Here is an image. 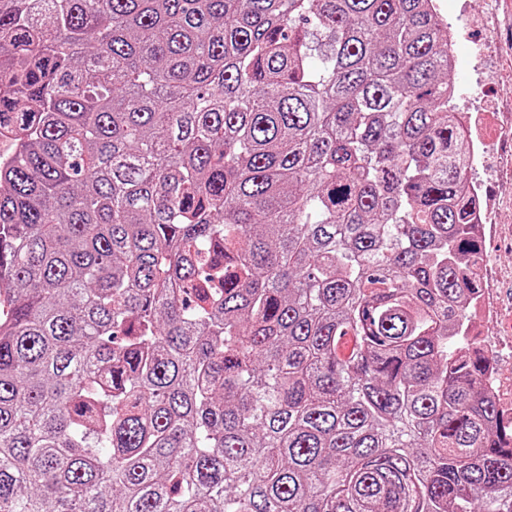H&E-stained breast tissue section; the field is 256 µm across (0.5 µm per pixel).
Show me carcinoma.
<instances>
[{
    "label": "carcinoma",
    "mask_w": 512,
    "mask_h": 512,
    "mask_svg": "<svg viewBox=\"0 0 512 512\" xmlns=\"http://www.w3.org/2000/svg\"><path fill=\"white\" fill-rule=\"evenodd\" d=\"M452 69L436 0H0V512H512Z\"/></svg>",
    "instance_id": "carcinoma-1"
}]
</instances>
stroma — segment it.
Segmentation results:
<instances>
[{"instance_id":"35a3bbf8","label":"stroma","mask_w":512,"mask_h":512,"mask_svg":"<svg viewBox=\"0 0 512 512\" xmlns=\"http://www.w3.org/2000/svg\"><path fill=\"white\" fill-rule=\"evenodd\" d=\"M441 23L461 32L469 44L490 49L487 64L475 58L460 62L451 78L461 94L463 111L493 115V122L472 126L483 137L487 154L473 177L479 178L494 200L495 222L485 235L486 279L495 315L480 329L481 338L494 341L499 357V403L512 417V140L499 136L496 123L504 119L502 102L512 99V10L504 0H437Z\"/></svg>"}]
</instances>
